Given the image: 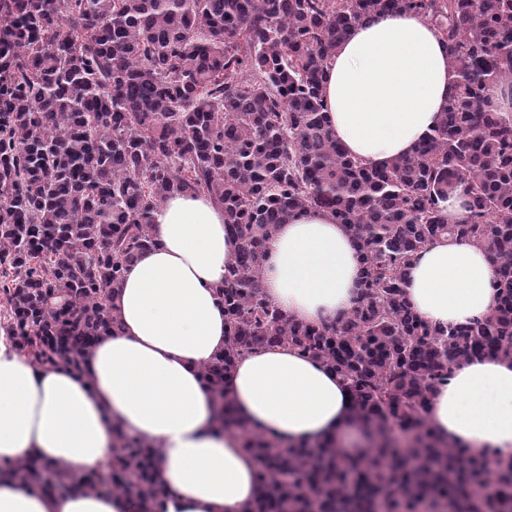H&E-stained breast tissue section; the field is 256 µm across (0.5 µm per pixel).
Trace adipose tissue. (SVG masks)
Here are the masks:
<instances>
[{
  "mask_svg": "<svg viewBox=\"0 0 512 512\" xmlns=\"http://www.w3.org/2000/svg\"><path fill=\"white\" fill-rule=\"evenodd\" d=\"M331 130L369 165L409 155L431 132L454 89L437 29L412 12L356 27L326 64ZM157 244L129 266L114 303L121 330L100 336L87 370L32 365L0 334V463L29 458L76 474L104 469L117 430L156 448L166 512H246L263 462L239 434L218 429L201 368L224 349L217 287L236 251L224 210L209 196L168 197L155 216ZM485 250L440 240L407 271L405 291L432 324H464L495 305ZM268 299L320 323L347 315L361 288L352 237L330 215L291 219L268 245ZM236 415L281 445L335 438L343 456L367 457L373 435L354 417L345 382L320 361L281 346L240 356L225 388ZM427 419L445 443L512 457V359L473 360L437 386ZM135 501L75 490L32 493L0 479V512H137Z\"/></svg>",
  "mask_w": 512,
  "mask_h": 512,
  "instance_id": "adipose-tissue-1",
  "label": "adipose tissue"
}]
</instances>
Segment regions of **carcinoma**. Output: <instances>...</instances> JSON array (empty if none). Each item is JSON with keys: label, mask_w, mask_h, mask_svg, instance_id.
<instances>
[{"label": "carcinoma", "mask_w": 512, "mask_h": 512, "mask_svg": "<svg viewBox=\"0 0 512 512\" xmlns=\"http://www.w3.org/2000/svg\"><path fill=\"white\" fill-rule=\"evenodd\" d=\"M410 11L438 30L457 80L431 133L383 167L348 155L327 124L325 63L353 29ZM512 0H0V329L42 368L82 373L121 322L112 292L156 245L154 213L205 193L237 239L218 288L224 353L202 368L224 397L235 360L293 348L348 385L375 435L366 461L334 440L284 448L224 403L220 431L265 461L247 512H512V460L443 445L426 418L436 385L473 358L512 359ZM468 215L448 223L458 188ZM308 210L346 226L361 300L333 323L298 322L262 276L278 227ZM441 239L483 248L496 305L435 326L405 292ZM35 493L103 488L164 512L154 450L117 432L106 480L29 459L0 464Z\"/></svg>", "instance_id": "1"}]
</instances>
